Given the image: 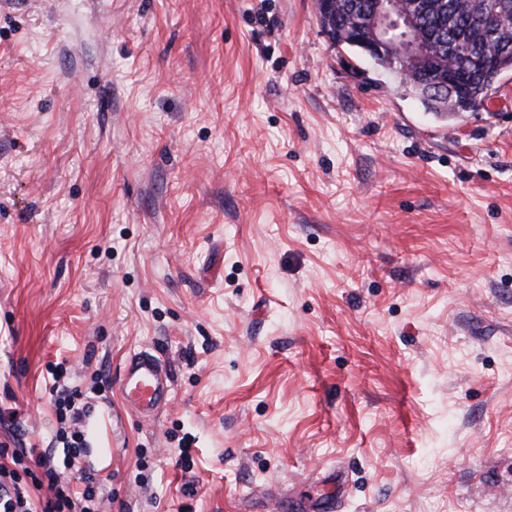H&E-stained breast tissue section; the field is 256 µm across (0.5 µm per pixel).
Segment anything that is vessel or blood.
<instances>
[{
	"label": "vessel or blood",
	"instance_id": "vessel-or-blood-1",
	"mask_svg": "<svg viewBox=\"0 0 512 512\" xmlns=\"http://www.w3.org/2000/svg\"><path fill=\"white\" fill-rule=\"evenodd\" d=\"M119 388L124 403L137 417L150 418L171 400V372L159 356L139 352L127 359Z\"/></svg>",
	"mask_w": 512,
	"mask_h": 512
}]
</instances>
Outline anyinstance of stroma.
<instances>
[{"label": "stroma", "mask_w": 512, "mask_h": 512, "mask_svg": "<svg viewBox=\"0 0 512 512\" xmlns=\"http://www.w3.org/2000/svg\"><path fill=\"white\" fill-rule=\"evenodd\" d=\"M492 95L430 112L315 0H0V445L54 449L61 364L107 382L100 512H512V72ZM141 351L174 379L147 421ZM122 399L139 418H151L169 404L172 377L167 364L150 352L127 359L119 382Z\"/></svg>", "instance_id": "stroma-1"}]
</instances>
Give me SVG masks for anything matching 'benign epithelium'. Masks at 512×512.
Here are the masks:
<instances>
[{"mask_svg":"<svg viewBox=\"0 0 512 512\" xmlns=\"http://www.w3.org/2000/svg\"><path fill=\"white\" fill-rule=\"evenodd\" d=\"M315 5L331 43L347 45L374 63L396 69L405 82L434 80L426 89L428 93L446 87L450 94L461 97L467 93L473 74H485L496 82L506 73L501 60L512 59V41L503 40L470 66L449 64L433 51L422 30L420 17L429 5L421 0H369L365 25L351 23L342 29L336 20L334 0H315Z\"/></svg>","mask_w":512,"mask_h":512,"instance_id":"1","label":"benign epithelium"}]
</instances>
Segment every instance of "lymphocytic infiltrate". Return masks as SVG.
Wrapping results in <instances>:
<instances>
[{"label": "lymphocytic infiltrate", "instance_id": "1", "mask_svg": "<svg viewBox=\"0 0 512 512\" xmlns=\"http://www.w3.org/2000/svg\"><path fill=\"white\" fill-rule=\"evenodd\" d=\"M60 385L55 388L57 419L66 429L60 434L62 456L40 455L38 464L48 480L49 496L33 497L26 482L21 481L15 466L24 452L0 449V457L10 456L11 465L0 464V512H99L98 480L82 465L88 441L81 423L88 409L81 389L63 385V373H56Z\"/></svg>", "mask_w": 512, "mask_h": 512}]
</instances>
